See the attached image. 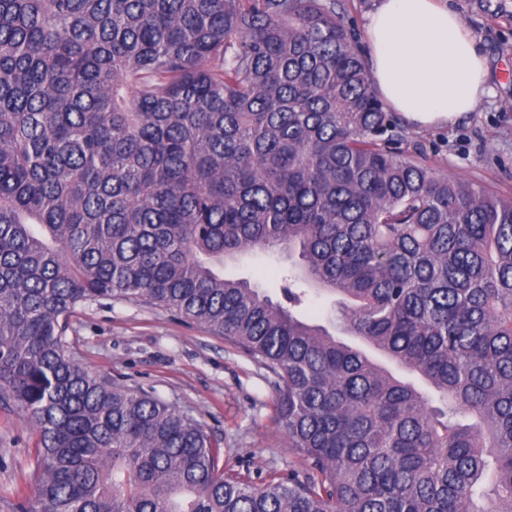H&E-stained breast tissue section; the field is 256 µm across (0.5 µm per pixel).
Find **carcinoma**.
I'll list each match as a JSON object with an SVG mask.
<instances>
[{
    "instance_id": "carcinoma-1",
    "label": "carcinoma",
    "mask_w": 512,
    "mask_h": 512,
    "mask_svg": "<svg viewBox=\"0 0 512 512\" xmlns=\"http://www.w3.org/2000/svg\"><path fill=\"white\" fill-rule=\"evenodd\" d=\"M341 0H0V402L21 512H512V196L440 173ZM298 260L281 299L222 269ZM334 294L330 327L298 314ZM144 301L273 376L304 479L224 474L203 424L68 352ZM352 336L400 369L396 377ZM37 437L22 414L0 404V512H15L12 505L31 497L29 474Z\"/></svg>"
}]
</instances>
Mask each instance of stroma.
<instances>
[{"label": "stroma", "mask_w": 512, "mask_h": 512, "mask_svg": "<svg viewBox=\"0 0 512 512\" xmlns=\"http://www.w3.org/2000/svg\"><path fill=\"white\" fill-rule=\"evenodd\" d=\"M480 39L492 94L455 124L409 127L441 173L512 192V0H453ZM67 341L82 366L142 387L199 420L221 446L225 469L262 480L302 466L277 419L266 371L198 324L142 301L77 307ZM37 437L15 408L0 404V512L30 494Z\"/></svg>", "instance_id": "1"}]
</instances>
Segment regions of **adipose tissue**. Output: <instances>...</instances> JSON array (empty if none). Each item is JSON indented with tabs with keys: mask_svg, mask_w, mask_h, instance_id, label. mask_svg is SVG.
<instances>
[{
	"mask_svg": "<svg viewBox=\"0 0 512 512\" xmlns=\"http://www.w3.org/2000/svg\"><path fill=\"white\" fill-rule=\"evenodd\" d=\"M364 32L373 81L410 124H452L487 95L485 57L448 0H377Z\"/></svg>",
	"mask_w": 512,
	"mask_h": 512,
	"instance_id": "ef3b65f1",
	"label": "adipose tissue"
}]
</instances>
